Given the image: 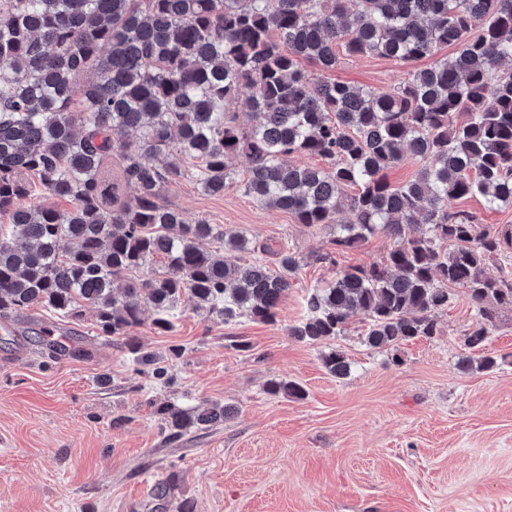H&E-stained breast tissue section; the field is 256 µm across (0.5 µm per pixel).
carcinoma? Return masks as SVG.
Listing matches in <instances>:
<instances>
[{"mask_svg": "<svg viewBox=\"0 0 512 512\" xmlns=\"http://www.w3.org/2000/svg\"><path fill=\"white\" fill-rule=\"evenodd\" d=\"M444 47L452 54L409 71L391 93L303 67L335 70L339 48L409 63ZM511 63L512 0H0V214L9 218L0 316L44 308L78 320L90 306L100 334L125 338L141 370L165 382L163 358L130 335L144 308L159 334L182 304L225 323L277 322L299 257L193 222L161 199L165 184L183 179L223 194L243 154V192L299 224L337 225L336 251L378 233L395 242L381 263L313 289L288 335L325 344L360 312L365 343L394 349L435 335L448 290L464 288L477 320L463 345L480 352L476 369H491L496 358L482 350L499 310L512 309V279L484 266L512 249V230L453 204L480 196L490 208L512 205ZM243 87L257 123L224 112ZM173 153L200 165L159 163ZM304 153L326 166L289 160ZM406 154L421 167L393 188L386 171ZM114 157L134 189L127 200L103 177ZM33 177L70 207L26 204ZM345 209L353 220L339 224ZM208 238L222 250L202 249ZM258 252L272 253L277 271L239 258ZM322 364L339 379L350 372L336 349ZM267 392L305 397L294 381L272 380ZM157 412L177 438L228 409Z\"/></svg>", "mask_w": 512, "mask_h": 512, "instance_id": "obj_1", "label": "carcinoma"}]
</instances>
